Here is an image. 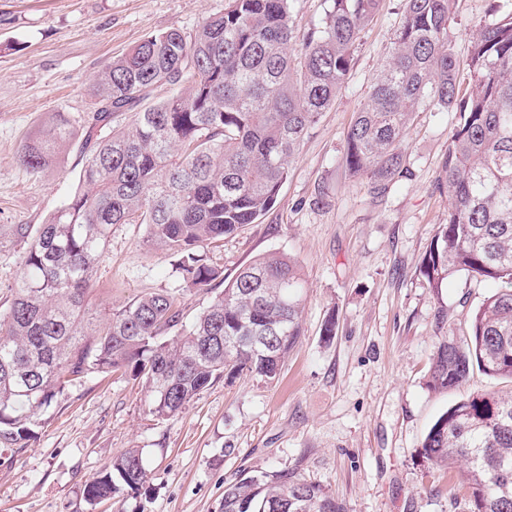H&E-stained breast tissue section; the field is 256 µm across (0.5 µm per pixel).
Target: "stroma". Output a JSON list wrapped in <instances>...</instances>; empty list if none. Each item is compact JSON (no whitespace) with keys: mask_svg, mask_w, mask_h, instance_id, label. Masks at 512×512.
Wrapping results in <instances>:
<instances>
[{"mask_svg":"<svg viewBox=\"0 0 512 512\" xmlns=\"http://www.w3.org/2000/svg\"><path fill=\"white\" fill-rule=\"evenodd\" d=\"M512 0H456L458 78L468 84L472 35L490 8ZM227 0H0V225L39 227L74 194L85 163L92 85L112 59L145 35L192 34ZM403 0H384L365 31L351 77L305 138L275 205L256 223L199 252L224 273L203 291L183 287L170 252L150 246L142 224H116L95 266L101 311L137 296L171 293L191 323L242 267L277 253L303 279L302 336L279 377L242 374L204 389L177 417L150 412L127 376L68 387L39 415L26 447L0 444V512H220L224 485L241 471L292 469L320 484L346 512H467L453 474L422 456L437 417L470 394L511 384L473 371L432 391L441 337L465 339L493 290L460 272L441 291L420 267L448 197L437 188L453 112L418 114L408 136L410 176L380 194L351 178L345 135L391 50ZM75 136L46 166L27 171L21 146L55 113ZM336 334L323 341L328 315ZM126 448L143 451L137 493L89 505L88 481Z\"/></svg>","mask_w":512,"mask_h":512,"instance_id":"stroma-1","label":"stroma"}]
</instances>
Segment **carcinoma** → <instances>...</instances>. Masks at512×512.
<instances>
[{"instance_id":"1","label":"carcinoma","mask_w":512,"mask_h":512,"mask_svg":"<svg viewBox=\"0 0 512 512\" xmlns=\"http://www.w3.org/2000/svg\"><path fill=\"white\" fill-rule=\"evenodd\" d=\"M295 0H228L192 35L149 34L98 78L80 189L40 227L14 224L25 244L21 272L0 309V442L25 447L40 412L76 381L131 373L148 386L151 413L179 415L223 376H279L302 336L301 275L268 254L244 267L188 327L167 293L140 296L105 316L94 307L93 270L114 224H144L147 242L178 256L188 287L222 271L198 248L257 222L277 201L288 165L347 83L362 32L382 0H326L322 20L300 32ZM455 0H404L390 58L345 137V162L382 192L409 174L406 139L415 113L459 114L440 185L448 222L422 268L442 288L465 271L506 287L471 318L468 339L446 336L429 387L465 382L473 367L512 379V13L472 37L470 89H462L450 36ZM165 100L141 108L154 88ZM134 113L131 127L112 115ZM110 132L104 134L102 129ZM74 136L67 119L43 126L18 161L42 169ZM433 464L460 467L468 512H512V393L477 394L448 408L422 445ZM142 450L128 448L84 488L96 504L137 492ZM221 512H345L320 485L288 469L241 472Z\"/></svg>"}]
</instances>
